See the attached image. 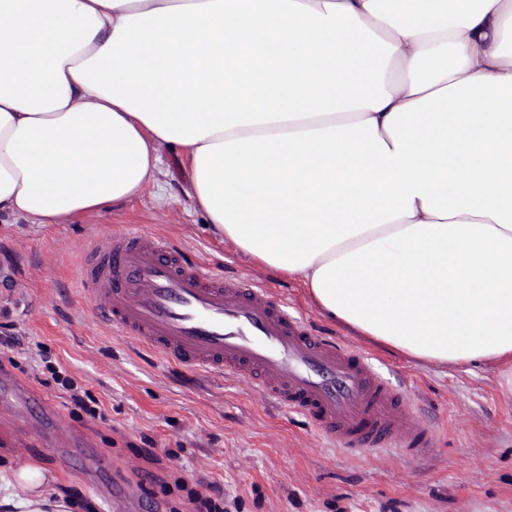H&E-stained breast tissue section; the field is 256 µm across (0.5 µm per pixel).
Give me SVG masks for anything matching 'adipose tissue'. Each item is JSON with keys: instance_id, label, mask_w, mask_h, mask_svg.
I'll return each mask as SVG.
<instances>
[{"instance_id": "ef3b65f1", "label": "adipose tissue", "mask_w": 512, "mask_h": 512, "mask_svg": "<svg viewBox=\"0 0 512 512\" xmlns=\"http://www.w3.org/2000/svg\"><path fill=\"white\" fill-rule=\"evenodd\" d=\"M172 146L325 316L512 378V0H0V216L120 205Z\"/></svg>"}]
</instances>
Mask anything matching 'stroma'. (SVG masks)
<instances>
[{
    "label": "stroma",
    "instance_id": "35a3bbf8",
    "mask_svg": "<svg viewBox=\"0 0 512 512\" xmlns=\"http://www.w3.org/2000/svg\"><path fill=\"white\" fill-rule=\"evenodd\" d=\"M161 185L73 224L0 219V266L20 298L0 308V362L55 402L107 466L160 512H190L199 490L228 512H512V386L480 364L419 367L358 337L349 342L415 397L420 423L439 435L432 458L388 448L349 457L301 414L267 405L233 378L190 375L103 323L76 279L75 259L100 230L129 226L174 239L187 254L251 276L288 298L316 328L343 334L309 301L300 281L260 269L210 232L187 195L179 151H161ZM62 367L88 392L97 416L72 410L43 368ZM52 482L33 499L16 480L24 464ZM0 512H113L76 471L51 465L34 428L0 418Z\"/></svg>",
    "mask_w": 512,
    "mask_h": 512
}]
</instances>
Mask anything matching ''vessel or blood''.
<instances>
[{
	"instance_id": "vessel-or-blood-1",
	"label": "vessel or blood",
	"mask_w": 512,
	"mask_h": 512,
	"mask_svg": "<svg viewBox=\"0 0 512 512\" xmlns=\"http://www.w3.org/2000/svg\"><path fill=\"white\" fill-rule=\"evenodd\" d=\"M77 273L120 336L182 371L246 380L266 401L308 417L333 446L356 455L394 447L414 458L437 446L434 430L416 423L408 389L387 382L368 355L316 334L272 290L186 259L171 238L112 229L90 242ZM35 401L47 455L61 465L79 458L96 485L124 497L53 402L0 363V406L24 422Z\"/></svg>"
}]
</instances>
